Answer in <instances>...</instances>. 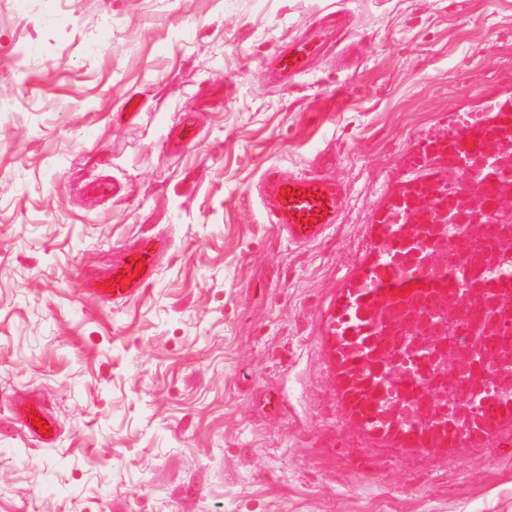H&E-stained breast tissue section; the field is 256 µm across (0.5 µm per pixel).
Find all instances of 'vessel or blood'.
I'll list each match as a JSON object with an SVG mask.
<instances>
[{
  "mask_svg": "<svg viewBox=\"0 0 512 512\" xmlns=\"http://www.w3.org/2000/svg\"><path fill=\"white\" fill-rule=\"evenodd\" d=\"M345 24L342 13H333L328 24L319 26L306 40L289 43L278 51L274 64L279 79L285 82L305 74L311 59L323 50L328 29H340ZM258 194L269 223L277 225L289 243L298 246L323 238L338 222L344 207L342 185L318 173L287 176L277 168H266L259 178ZM160 250L158 241L143 239L135 248L125 251L107 277L93 284L92 293L109 308H119L134 300L152 278ZM17 416L25 431L37 437L43 446L55 444L57 424L43 403L35 401L21 406ZM37 418L42 421L38 427L33 424Z\"/></svg>",
  "mask_w": 512,
  "mask_h": 512,
  "instance_id": "vessel-or-blood-1",
  "label": "vessel or blood"
}]
</instances>
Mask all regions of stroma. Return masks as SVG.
Segmentation results:
<instances>
[{
	"label": "stroma",
	"mask_w": 512,
	"mask_h": 512,
	"mask_svg": "<svg viewBox=\"0 0 512 512\" xmlns=\"http://www.w3.org/2000/svg\"><path fill=\"white\" fill-rule=\"evenodd\" d=\"M336 11L351 68L272 78ZM510 96L512 0H0V512H512V419L376 435L330 332L419 143ZM272 165L343 185L325 237L268 224ZM157 236L142 293L101 308L90 282ZM31 410H34V413H31ZM17 416L25 431L43 446L51 447L55 444L58 438L57 424L43 403L35 401L21 406L17 410ZM35 416H39V419L42 420L45 431L51 429L50 435L45 436V433L38 432V428L33 425Z\"/></svg>",
	"instance_id": "35a3bbf8"
}]
</instances>
